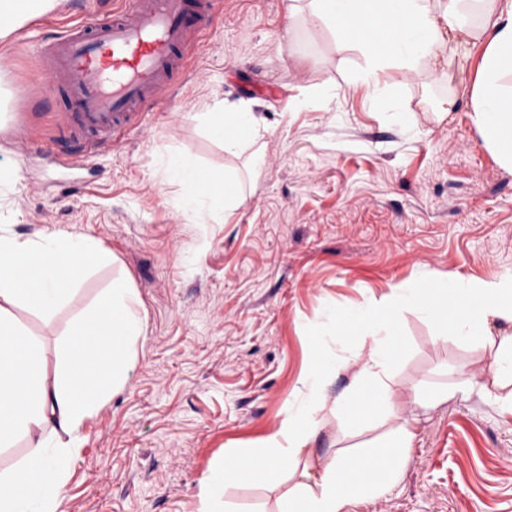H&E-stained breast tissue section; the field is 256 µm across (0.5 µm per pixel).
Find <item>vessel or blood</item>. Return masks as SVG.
I'll return each instance as SVG.
<instances>
[{"label":"vessel or blood","mask_w":512,"mask_h":512,"mask_svg":"<svg viewBox=\"0 0 512 512\" xmlns=\"http://www.w3.org/2000/svg\"><path fill=\"white\" fill-rule=\"evenodd\" d=\"M210 21L209 0H121L58 32L43 57L46 98L65 96L72 109L58 141L89 149L138 123Z\"/></svg>","instance_id":"vessel-or-blood-1"}]
</instances>
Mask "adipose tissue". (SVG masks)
I'll return each instance as SVG.
<instances>
[{"mask_svg":"<svg viewBox=\"0 0 512 512\" xmlns=\"http://www.w3.org/2000/svg\"><path fill=\"white\" fill-rule=\"evenodd\" d=\"M58 4L0 0V38ZM307 9L309 21L324 22L340 41L354 43L364 61L359 78L372 90L394 68L412 82H427L444 63L448 40L482 41L471 119L500 163L512 168V0H308ZM478 14L484 20L480 26L473 22ZM209 118L230 152L259 132L247 105L214 103ZM107 259L90 239L65 232L24 239L0 234V447L23 437L33 448L21 465L0 473V512H56L78 432L124 390L133 364L130 347L145 324L135 289L114 281L93 311L71 323L58 368L50 374L37 339L17 325L9 309L20 302L52 317L89 267ZM409 307L440 321L446 334L491 340L494 351L483 371L494 387L512 385L511 274L493 281L448 276L425 290L396 289L390 301L369 303L345 318L348 330L363 338L362 349L343 362L351 375L348 388L326 398L321 373L329 359L316 357L305 377L315 392L314 406L289 408L259 446L226 456L203 480L205 512H226L229 489L272 481L302 463L314 466L313 480L292 482L279 496L277 512H348L353 502L391 487L415 433L382 375L399 341V311ZM317 409L333 416L343 432L374 418L391 428L353 456L318 459ZM50 427L61 430L63 439L48 441Z\"/></svg>","mask_w":512,"mask_h":512,"instance_id":"1","label":"adipose tissue"}]
</instances>
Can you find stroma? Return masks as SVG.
Listing matches in <instances>:
<instances>
[{"label": "stroma", "mask_w": 512, "mask_h": 512, "mask_svg": "<svg viewBox=\"0 0 512 512\" xmlns=\"http://www.w3.org/2000/svg\"><path fill=\"white\" fill-rule=\"evenodd\" d=\"M113 2L61 0L0 40V234L65 231L109 254L52 318L12 314L52 373L70 321L129 280L145 333L124 391L81 428L57 512H200L202 480L225 454L310 403L316 349L343 359L361 347L334 316L434 273L512 274V170L464 93L481 45H451L430 84L393 69L374 92L358 80L360 54L289 19V0H211L161 105L59 164L67 104L43 99L37 59L48 37ZM221 100L250 102L256 143L225 151L205 115ZM179 160L235 177L243 203L228 214L192 202ZM400 324L386 383L416 438L398 481L349 512H512V399L480 373L490 345L443 335L416 309Z\"/></svg>", "instance_id": "obj_1"}]
</instances>
